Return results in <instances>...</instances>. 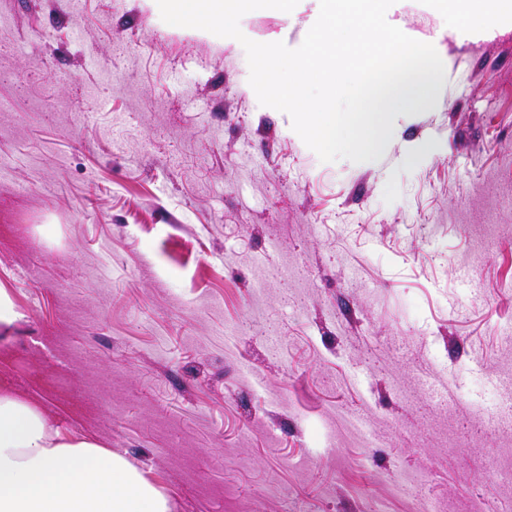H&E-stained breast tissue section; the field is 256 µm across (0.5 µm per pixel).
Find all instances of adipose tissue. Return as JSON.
Here are the masks:
<instances>
[{"instance_id": "ef3b65f1", "label": "adipose tissue", "mask_w": 512, "mask_h": 512, "mask_svg": "<svg viewBox=\"0 0 512 512\" xmlns=\"http://www.w3.org/2000/svg\"><path fill=\"white\" fill-rule=\"evenodd\" d=\"M0 512H170L125 457L50 423L0 386Z\"/></svg>"}]
</instances>
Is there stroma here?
Instances as JSON below:
<instances>
[{"instance_id":"obj_1","label":"stroma","mask_w":512,"mask_h":512,"mask_svg":"<svg viewBox=\"0 0 512 512\" xmlns=\"http://www.w3.org/2000/svg\"><path fill=\"white\" fill-rule=\"evenodd\" d=\"M0 15V384L172 512H512V26L405 0L446 80L355 163L260 105L237 40L143 0Z\"/></svg>"}]
</instances>
